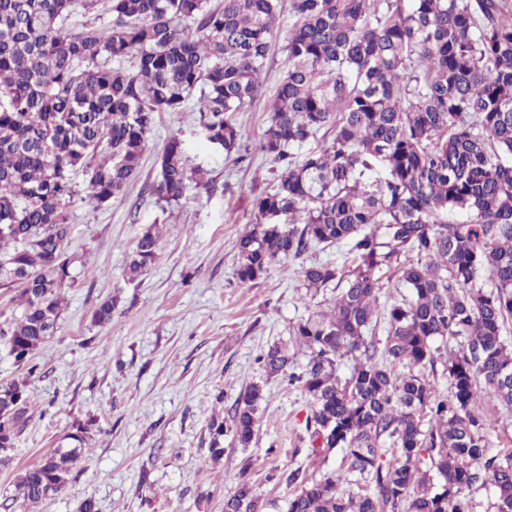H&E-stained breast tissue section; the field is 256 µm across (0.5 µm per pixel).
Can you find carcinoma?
Returning <instances> with one entry per match:
<instances>
[{
  "mask_svg": "<svg viewBox=\"0 0 512 512\" xmlns=\"http://www.w3.org/2000/svg\"><path fill=\"white\" fill-rule=\"evenodd\" d=\"M90 13L107 25L69 27ZM285 13L287 60L260 141L281 169L237 243L236 276L254 281L314 245L348 247L349 266L302 269L310 299L336 291L328 310L258 357L266 376L309 397L311 454L341 450L344 472L269 479L291 489L286 512H474L470 493L483 488L495 512H512V450L491 452L480 410L487 397L512 407L501 336L512 320V0H0V265L14 273L0 288L24 306L0 325V347L32 376L57 327L78 262L75 170L107 204L137 177L158 114L191 101L206 140L239 161L234 113L259 97ZM318 138L320 149L295 156ZM204 174L172 136L147 190L171 205ZM450 211L468 219L450 222ZM158 240L155 224L141 234L129 278L154 264ZM384 270L409 296L382 309ZM116 306L102 301L94 321L110 322ZM439 338L458 345L446 392L426 375ZM263 398L252 383L229 420H211L212 462L224 436L251 441ZM26 402L25 382L0 386V438L25 429ZM92 425L19 470L13 500L60 492ZM341 480L358 492L339 491ZM265 507L245 480L224 500V512Z\"/></svg>",
  "mask_w": 512,
  "mask_h": 512,
  "instance_id": "obj_1",
  "label": "carcinoma"
}]
</instances>
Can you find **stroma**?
<instances>
[{
  "label": "stroma",
  "instance_id": "35a3bbf8",
  "mask_svg": "<svg viewBox=\"0 0 512 512\" xmlns=\"http://www.w3.org/2000/svg\"><path fill=\"white\" fill-rule=\"evenodd\" d=\"M288 25L274 30L263 65V92L235 120L248 135L250 159L210 161L209 183L191 188L174 205L144 192L170 136L183 143L189 164L210 147L192 110L161 113L128 189L105 206L79 195L71 208L68 250L80 262L65 292L58 328L35 353L40 371L27 376L0 352V385L25 381L31 421L0 465V512H224V499L248 481L268 512H285L289 488L273 471H340V451L313 462L304 421L308 397L280 377H266L260 353L286 340L308 314L299 274L313 262H344L342 246H316L287 258L260 279L235 276L237 241L257 217V197L279 166L259 150L284 72ZM234 222H227V215ZM161 230L158 258L129 279L126 260L151 225ZM118 307L111 323L93 312L103 299ZM264 382L265 399L248 445L224 440L211 465L209 423L226 415L246 386ZM94 420L92 438L63 490L39 504L13 502L15 473L36 463L73 425Z\"/></svg>",
  "mask_w": 512,
  "mask_h": 512
}]
</instances>
